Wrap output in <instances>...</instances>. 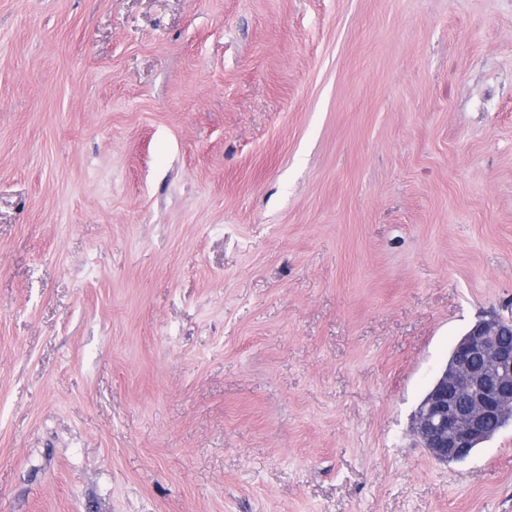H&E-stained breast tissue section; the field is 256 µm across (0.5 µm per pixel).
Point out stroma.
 Here are the masks:
<instances>
[{
    "label": "stroma",
    "mask_w": 512,
    "mask_h": 512,
    "mask_svg": "<svg viewBox=\"0 0 512 512\" xmlns=\"http://www.w3.org/2000/svg\"><path fill=\"white\" fill-rule=\"evenodd\" d=\"M492 316L512 0H0V512H512ZM414 417V433L430 456L466 457L512 418V320L475 323L457 342Z\"/></svg>",
    "instance_id": "stroma-1"
}]
</instances>
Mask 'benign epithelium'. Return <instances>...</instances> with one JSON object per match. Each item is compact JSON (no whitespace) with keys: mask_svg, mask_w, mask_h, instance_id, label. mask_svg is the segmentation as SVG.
<instances>
[{"mask_svg":"<svg viewBox=\"0 0 512 512\" xmlns=\"http://www.w3.org/2000/svg\"><path fill=\"white\" fill-rule=\"evenodd\" d=\"M512 418V320L475 323L414 417V433L430 456L446 462L467 456L493 427Z\"/></svg>","mask_w":512,"mask_h":512,"instance_id":"benign-epithelium-1","label":"benign epithelium"}]
</instances>
